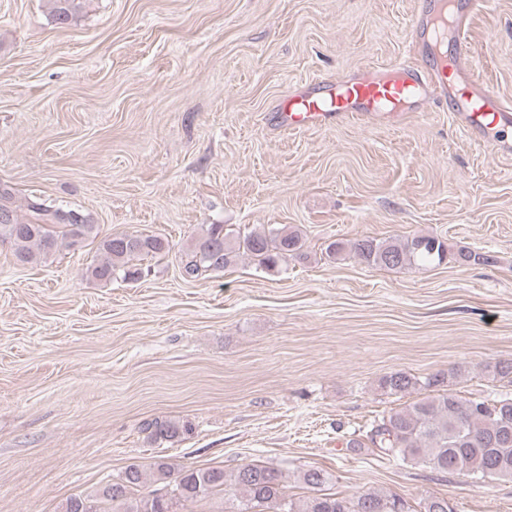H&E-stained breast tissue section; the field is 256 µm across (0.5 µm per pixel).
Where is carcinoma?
Returning <instances> with one entry per match:
<instances>
[{
  "label": "carcinoma",
  "instance_id": "obj_1",
  "mask_svg": "<svg viewBox=\"0 0 512 512\" xmlns=\"http://www.w3.org/2000/svg\"><path fill=\"white\" fill-rule=\"evenodd\" d=\"M55 22L69 25L81 8L80 0H54ZM90 218L74 209L53 208L32 200L27 211L16 204L14 188L0 184V243L7 244L16 262L31 263L60 247H75L96 238ZM300 233L290 228H267L240 238L224 232L222 224H206L183 251L182 274L197 279L220 272L242 254L250 255L269 270L288 257L303 256ZM168 243L157 236L127 233L108 236L98 242L100 259L87 269L96 281L109 282L117 275L125 279L141 276L130 265L139 256L164 252ZM350 251L369 267L409 269L450 259L461 265H492L487 253L454 249L447 242L429 235L398 240L366 237L345 245L334 241L326 247L330 258ZM444 376L433 374L422 381L405 372L383 376L381 388L391 394L406 393L418 386L433 387ZM154 440H169L188 430L171 420L147 424ZM371 447L380 453L413 465L439 472H467L482 480L512 478V396L488 402L463 399L448 390L428 396L391 412L370 430ZM152 476L159 488H169L167 501L143 493L141 488ZM300 480L314 495L298 505L288 497L278 471L261 464H246L227 473L221 466L183 468L172 475L171 467L155 462L146 468L126 467L118 477L107 481L93 494H77L66 499L63 512H179L187 502L221 496L236 501L231 512H412L406 500L396 494L364 492L351 497L324 492L329 474L318 468L300 473ZM420 512H454L448 499L434 494L423 498Z\"/></svg>",
  "mask_w": 512,
  "mask_h": 512
}]
</instances>
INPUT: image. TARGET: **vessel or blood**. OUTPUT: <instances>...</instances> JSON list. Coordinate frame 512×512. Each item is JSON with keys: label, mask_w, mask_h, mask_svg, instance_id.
I'll use <instances>...</instances> for the list:
<instances>
[{"label": "vessel or blood", "mask_w": 512, "mask_h": 512, "mask_svg": "<svg viewBox=\"0 0 512 512\" xmlns=\"http://www.w3.org/2000/svg\"><path fill=\"white\" fill-rule=\"evenodd\" d=\"M484 0H419L411 35L415 61L369 69L344 80L300 86L279 112V124L303 130L356 118L392 117L447 104L470 139L512 153V110L481 83L471 66L465 18ZM452 53H444L445 44Z\"/></svg>", "instance_id": "obj_1"}]
</instances>
